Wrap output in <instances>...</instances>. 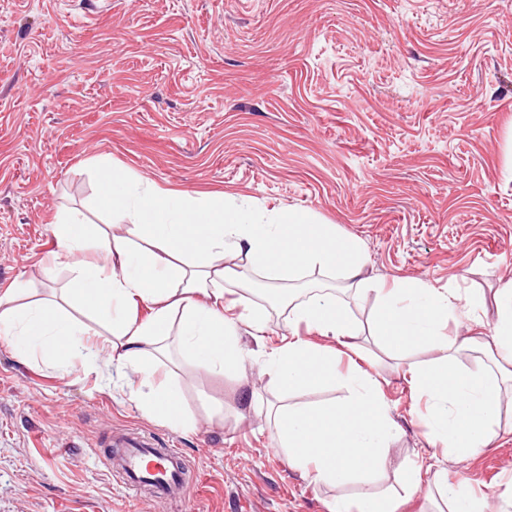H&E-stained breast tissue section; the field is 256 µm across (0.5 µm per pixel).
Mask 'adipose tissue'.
Returning <instances> with one entry per match:
<instances>
[{"label": "adipose tissue", "instance_id": "ef3b65f1", "mask_svg": "<svg viewBox=\"0 0 512 512\" xmlns=\"http://www.w3.org/2000/svg\"><path fill=\"white\" fill-rule=\"evenodd\" d=\"M97 173V204L111 213L112 226L85 223L77 214L54 222V258L72 271L71 285L59 302L18 304L17 284L1 294L0 341L22 359L61 368L102 357L110 371L106 383L120 382L142 411L175 429L189 431L195 423L177 384L158 380L160 359L172 345L206 372L243 375L251 358L241 334L262 343L269 330L266 309L245 296L251 273L335 272L358 292L367 283L364 243L312 213L264 212L222 194L165 190L105 157ZM233 286L241 297L229 298ZM375 294L367 332L384 342L391 358L426 347L440 353L429 365H408L406 375L446 459L462 461L488 447L501 385L512 381V281L497 290L487 349L492 367L478 374L457 367L463 350L481 344L458 327L480 325L482 292L414 278ZM66 300L107 328V345L90 339L63 308ZM279 300L288 306V332L279 345L261 350L262 373L289 393L337 380L347 389L337 401L277 407L271 419L277 447L312 482L364 485L358 505L338 498L329 512H399L406 493L424 485L447 501L448 512H488L487 499L465 481L449 482L446 470L424 457L404 470L405 494L372 491L389 463L397 426L378 375L356 362L357 339L366 331L336 293L313 289ZM142 304L151 309L145 320L137 316Z\"/></svg>", "mask_w": 512, "mask_h": 512}]
</instances>
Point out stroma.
<instances>
[{
	"label": "stroma",
	"instance_id": "stroma-1",
	"mask_svg": "<svg viewBox=\"0 0 512 512\" xmlns=\"http://www.w3.org/2000/svg\"><path fill=\"white\" fill-rule=\"evenodd\" d=\"M163 189L223 192L314 213L361 239L367 276L419 277L493 297L512 280V0H0V293L59 294L52 225L96 207L95 160ZM386 361L399 432L379 490L431 445L404 375ZM183 361L197 419L184 432L106 386L90 360L21 364L0 343V512H174L135 500L91 453L129 429L181 451L206 512H328L356 485L315 484L275 447L269 406L341 398L342 383L282 393L247 372ZM223 422L209 421L215 402ZM488 448L447 463L492 505L512 499V387Z\"/></svg>",
	"mask_w": 512,
	"mask_h": 512
}]
</instances>
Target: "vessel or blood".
<instances>
[{"label":"vessel or blood","mask_w":512,"mask_h":512,"mask_svg":"<svg viewBox=\"0 0 512 512\" xmlns=\"http://www.w3.org/2000/svg\"><path fill=\"white\" fill-rule=\"evenodd\" d=\"M107 457L108 469L121 491L140 496L150 490L158 503H166L173 488H180L179 512H196L187 490L192 479L180 461L178 449L156 446L144 438L116 439Z\"/></svg>","instance_id":"1"}]
</instances>
